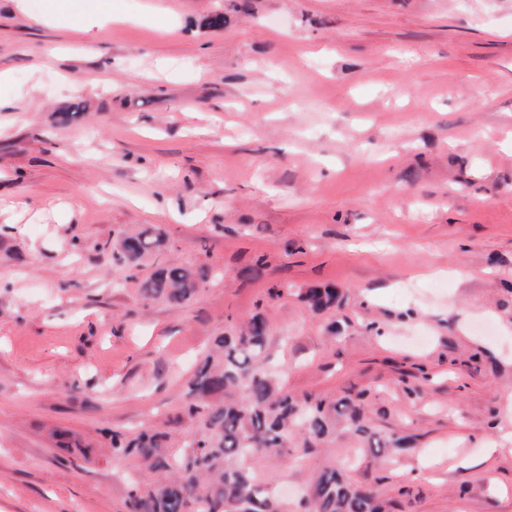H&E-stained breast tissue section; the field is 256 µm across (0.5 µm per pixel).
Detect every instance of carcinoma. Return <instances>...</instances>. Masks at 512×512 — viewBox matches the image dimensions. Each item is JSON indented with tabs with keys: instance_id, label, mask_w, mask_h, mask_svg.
I'll use <instances>...</instances> for the list:
<instances>
[{
	"instance_id": "obj_1",
	"label": "carcinoma",
	"mask_w": 512,
	"mask_h": 512,
	"mask_svg": "<svg viewBox=\"0 0 512 512\" xmlns=\"http://www.w3.org/2000/svg\"><path fill=\"white\" fill-rule=\"evenodd\" d=\"M165 247L162 234L144 227L125 234L117 244V261L128 269ZM212 279L207 267L163 265L140 280L145 299L173 306L189 301ZM315 312L342 306L338 288H314L301 296ZM267 324L260 314L231 326L215 339L198 363L185 393L184 414L191 431L182 437L143 430L128 438L112 435V454L134 456L154 476L129 481L126 512H385L376 493L336 468L321 470L298 501L278 498L250 471L257 454L287 456L295 438L306 452L351 432L373 461L407 449L403 439H384L366 423L356 396L328 400L283 392L269 370Z\"/></svg>"
}]
</instances>
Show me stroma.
<instances>
[{
  "instance_id": "35a3bbf8",
  "label": "stroma",
  "mask_w": 512,
  "mask_h": 512,
  "mask_svg": "<svg viewBox=\"0 0 512 512\" xmlns=\"http://www.w3.org/2000/svg\"><path fill=\"white\" fill-rule=\"evenodd\" d=\"M61 2L91 30L0 0V512H125L112 433L186 434L197 359L256 313L284 391H366L411 440L256 456L258 479L512 512V0ZM138 226L166 247L129 274ZM171 261L215 277L142 299ZM330 284L346 305L312 312Z\"/></svg>"
}]
</instances>
